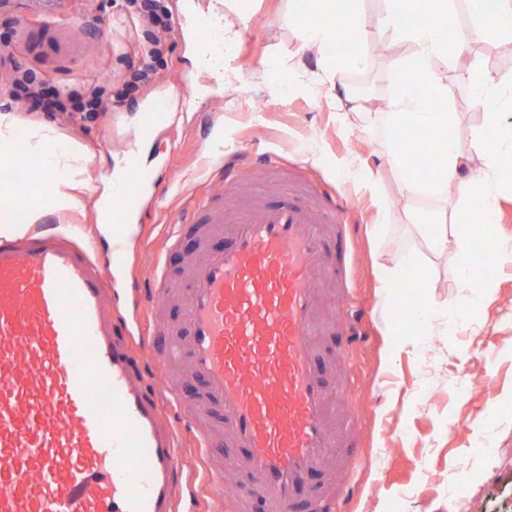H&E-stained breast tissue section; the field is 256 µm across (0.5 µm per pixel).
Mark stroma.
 <instances>
[{
  "label": "stroma",
  "instance_id": "1",
  "mask_svg": "<svg viewBox=\"0 0 512 512\" xmlns=\"http://www.w3.org/2000/svg\"><path fill=\"white\" fill-rule=\"evenodd\" d=\"M211 0H162L172 16L164 54L154 82L123 96L125 63L135 55L142 34L127 11L126 0H43L32 13L27 0H10L0 8V45L13 61L34 69L52 87L79 88L111 80L120 99L110 111L88 122L54 121L62 139L80 143L87 154V187L77 206L57 216L60 224L81 226L99 260H106L111 242L97 205L111 171L138 165L153 180L143 186L141 206L148 223L132 219L127 250L132 272L112 282V298L124 311L136 306L135 292L149 288L153 263L165 224L188 206L222 158L240 152H266L291 171L331 193L351 198L357 222L349 233H335L331 249L355 237L350 257L351 281L329 291L326 304L366 311L368 342L346 348L341 361L326 359L328 380L346 373L352 392L330 417L353 442L364 463L342 479L358 485L350 512H512V268L505 270L494 292L474 302L456 275V251L431 256L436 281L421 294L432 309L424 331L406 344H391L396 307L389 298L408 282L400 275L395 287L383 284L379 267L395 265L408 249L425 251L426 243L404 209L435 208V201H405L384 160L391 142L383 113L371 119L353 111L339 113L318 96L322 76L319 59L301 53L295 25L297 0H244L252 16L240 40L225 44L224 62L234 74L224 77L213 68L197 69L199 9ZM372 23L339 57L365 54L358 69L344 70L347 87L368 86L370 96H394L388 61L410 50L392 39L389 55H376ZM504 37L473 45L448 66L454 106L460 114L456 130L460 149L476 154L470 130L483 114L472 104L462 75L482 69L512 78V56L500 54ZM302 60L305 74L296 76L287 62ZM177 97L193 102L191 111L166 116L145 142L139 159L131 149L138 137L141 114L151 104ZM369 166L379 180L377 199L358 192L342 171L343 164ZM384 223L382 235L372 227ZM468 379L467 391L457 388Z\"/></svg>",
  "mask_w": 512,
  "mask_h": 512
}]
</instances>
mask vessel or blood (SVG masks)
I'll return each instance as SVG.
<instances>
[{
	"label": "vessel or blood",
	"instance_id": "b4317fda",
	"mask_svg": "<svg viewBox=\"0 0 512 512\" xmlns=\"http://www.w3.org/2000/svg\"><path fill=\"white\" fill-rule=\"evenodd\" d=\"M242 156L214 173L217 191L168 227L177 243L193 228L200 246L180 292V325L153 324L154 360L187 363L214 430L199 434L216 496L224 461L215 435L235 450V512L261 498L267 512H294L297 490L314 473L346 472L353 458L330 428L332 392L321 362L323 290L347 275L328 249L329 226L353 208L320 188L271 202L242 198ZM150 178L139 171L112 208L121 228ZM100 264L74 236L42 225L0 239V512H177L180 453L165 401L184 404L179 381L166 397L148 382L140 354L112 313V280L126 262L120 237ZM145 302L169 292L157 260ZM363 312L342 311L337 335L357 343ZM351 488H313L312 512L349 502Z\"/></svg>",
	"mask_w": 512,
	"mask_h": 512
}]
</instances>
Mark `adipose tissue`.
Wrapping results in <instances>:
<instances>
[{
    "mask_svg": "<svg viewBox=\"0 0 512 512\" xmlns=\"http://www.w3.org/2000/svg\"><path fill=\"white\" fill-rule=\"evenodd\" d=\"M475 7L478 23L462 29L449 0H393L392 9L378 19L377 27L380 33L401 36L412 46L409 55L390 59L400 93L389 100L385 112L389 134L398 141L414 131H433L431 149L439 158L437 172L423 176L405 163L399 148L388 151V164L398 177L403 195H422L439 203L438 209L430 212L408 210L406 218L418 229L429 230L430 251H442L449 242H456L459 283L471 289L478 301L489 296L500 270L512 266V249L503 247L496 268L481 278L472 275L479 252L473 227L495 224L496 193L491 181L502 169L512 166V126L502 121L503 113L512 109V85L490 75L471 83L472 98L483 113L482 123L471 130V138L484 157L483 168L477 170L457 144L459 115L443 70L449 53H462L473 43L493 37H512V0H477ZM365 25L359 0H311L309 8L297 15L301 49L319 57L324 80L334 88L330 101L351 97L349 89L339 88L338 80L352 61L333 56L334 37L342 31L358 33ZM16 126L13 113H0V159H24L30 185L48 183L52 189L29 203L24 200V192L0 190L1 237L26 234L45 212L73 208L84 186L81 174L85 150L80 144L59 138L48 125L31 127L27 140L21 141ZM452 185L462 188L464 203L447 210L442 203Z\"/></svg>",
    "mask_w": 512,
    "mask_h": 512,
    "instance_id": "obj_1",
    "label": "adipose tissue"
}]
</instances>
